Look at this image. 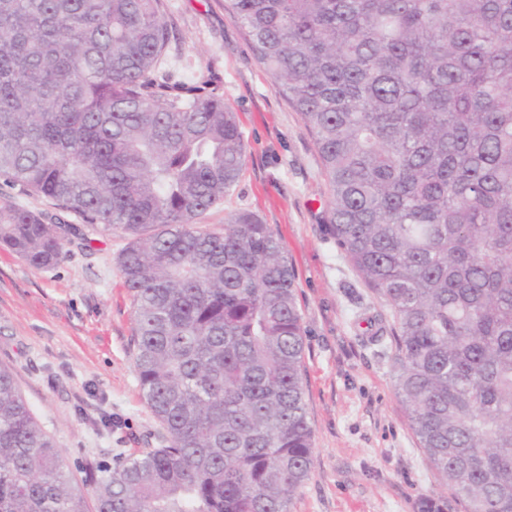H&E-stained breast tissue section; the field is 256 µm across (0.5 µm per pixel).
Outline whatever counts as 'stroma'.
<instances>
[{
	"label": "stroma",
	"instance_id": "35a3bbf8",
	"mask_svg": "<svg viewBox=\"0 0 512 512\" xmlns=\"http://www.w3.org/2000/svg\"><path fill=\"white\" fill-rule=\"evenodd\" d=\"M159 4L171 34L159 80L211 77L246 145L236 187L202 224L220 231L226 215L256 213L278 232L295 271L314 468L292 512H414L418 497L441 487L395 395L390 342L367 334V317L387 325L393 315L327 231L330 193L311 134L224 0ZM1 201L79 229L64 261L48 269L0 249V363L80 482L88 466L158 447L164 433L135 365L133 306L118 265L128 237L95 233L75 213L0 180Z\"/></svg>",
	"mask_w": 512,
	"mask_h": 512
}]
</instances>
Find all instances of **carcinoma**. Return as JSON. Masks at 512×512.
Returning a JSON list of instances; mask_svg holds the SVG:
<instances>
[{"instance_id": "cac0c4a2", "label": "carcinoma", "mask_w": 512, "mask_h": 512, "mask_svg": "<svg viewBox=\"0 0 512 512\" xmlns=\"http://www.w3.org/2000/svg\"><path fill=\"white\" fill-rule=\"evenodd\" d=\"M316 144L328 229L395 318V390L465 512H512V0H225ZM159 0H0V177L122 229L165 445L73 480L0 364V512H290L313 468L295 273L251 211L198 220L246 156L224 97L155 82ZM71 224L0 203V247ZM415 512H443L419 497Z\"/></svg>"}]
</instances>
